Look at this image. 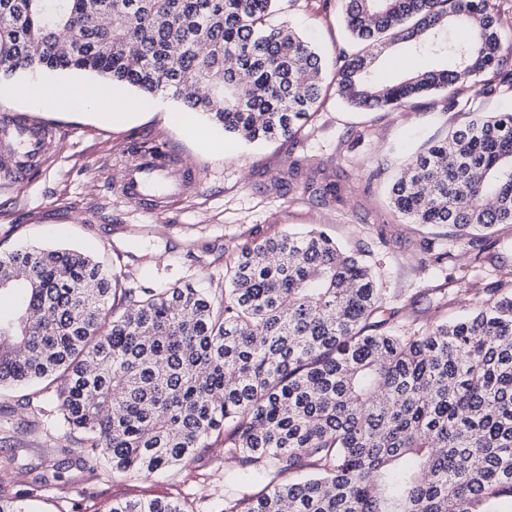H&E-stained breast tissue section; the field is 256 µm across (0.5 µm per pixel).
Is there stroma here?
<instances>
[{
	"instance_id": "35a3bbf8",
	"label": "stroma",
	"mask_w": 512,
	"mask_h": 512,
	"mask_svg": "<svg viewBox=\"0 0 512 512\" xmlns=\"http://www.w3.org/2000/svg\"><path fill=\"white\" fill-rule=\"evenodd\" d=\"M340 0H297L279 14L322 54L326 77L348 44ZM21 73L0 84V114L25 116L53 128L59 149L28 176L0 173V252L71 248L95 256L127 288H171L191 282L224 285V249L317 225L349 249L371 252L388 306L407 326H428L471 312V296L439 266H423L419 243L447 244L441 228L401 221L387 204V190L412 156L466 119L449 97L475 100L484 112H512V90L477 95L462 86L435 92L395 112H364L328 95L297 140L248 142L228 136L200 114H185L179 101L129 92L132 111L111 122L89 105L60 111L14 94ZM161 140L175 167L192 181L191 192L169 204L132 202L120 182L131 157L129 141ZM337 182L339 193L321 204L316 190ZM446 297L437 307L438 297ZM48 415L35 420L30 403ZM54 395L29 384L0 390V498L27 500L35 512H107L126 499H185L196 512H224V478L242 471L239 458L211 438L187 466L149 478L112 472L81 451L50 410ZM60 470L65 489H38L34 479Z\"/></svg>"
}]
</instances>
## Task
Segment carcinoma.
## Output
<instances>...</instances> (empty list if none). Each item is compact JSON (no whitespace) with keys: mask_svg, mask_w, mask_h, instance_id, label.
Masks as SVG:
<instances>
[{"mask_svg":"<svg viewBox=\"0 0 512 512\" xmlns=\"http://www.w3.org/2000/svg\"><path fill=\"white\" fill-rule=\"evenodd\" d=\"M283 1L297 2L0 0V81L85 72L177 99L234 136L290 140L328 87L320 55L272 22ZM342 2L357 48L337 53L332 82L354 107L398 110L479 77L480 95L512 89L498 0ZM400 41L448 63L377 79L378 53ZM463 110L390 201L408 224L469 239L479 260L490 230L512 224V113ZM420 249L455 260L430 240ZM224 284L136 294L80 251L0 254V295L24 301L0 312V387L44 383L68 436L114 472L147 478L224 437L266 482L225 495L224 512H512V269L475 290L467 318L414 331L368 260L324 230L224 250Z\"/></svg>","mask_w":512,"mask_h":512,"instance_id":"cac0c4a2","label":"carcinoma"}]
</instances>
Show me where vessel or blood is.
Instances as JSON below:
<instances>
[{
	"instance_id": "1",
	"label": "vessel or blood",
	"mask_w": 512,
	"mask_h": 512,
	"mask_svg": "<svg viewBox=\"0 0 512 512\" xmlns=\"http://www.w3.org/2000/svg\"><path fill=\"white\" fill-rule=\"evenodd\" d=\"M54 132L23 118H0V160L9 170L40 167L52 150ZM162 191L167 201L180 200L189 191L187 181L173 166L172 154L163 149L142 154L124 172L123 191L131 201Z\"/></svg>"
}]
</instances>
